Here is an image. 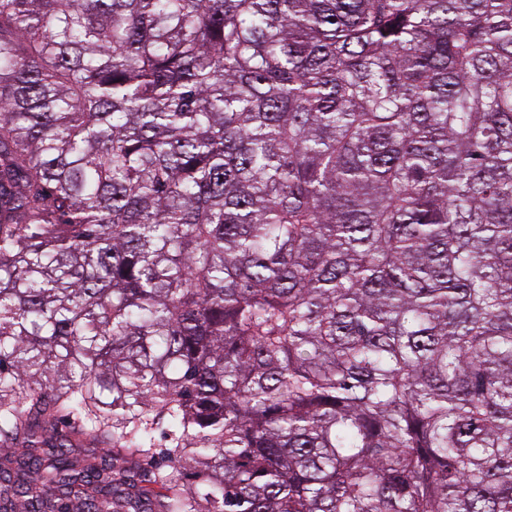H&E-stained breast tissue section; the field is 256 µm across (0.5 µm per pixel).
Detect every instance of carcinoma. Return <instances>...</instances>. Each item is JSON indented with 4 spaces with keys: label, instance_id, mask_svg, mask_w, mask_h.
Here are the masks:
<instances>
[{
    "label": "carcinoma",
    "instance_id": "carcinoma-1",
    "mask_svg": "<svg viewBox=\"0 0 512 512\" xmlns=\"http://www.w3.org/2000/svg\"><path fill=\"white\" fill-rule=\"evenodd\" d=\"M0 445V512H512V0H0Z\"/></svg>",
    "mask_w": 512,
    "mask_h": 512
}]
</instances>
